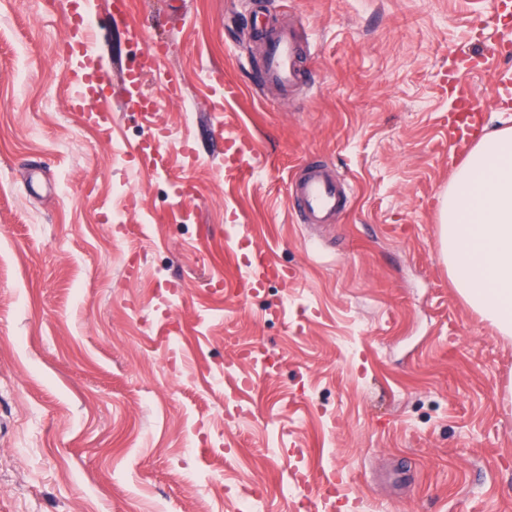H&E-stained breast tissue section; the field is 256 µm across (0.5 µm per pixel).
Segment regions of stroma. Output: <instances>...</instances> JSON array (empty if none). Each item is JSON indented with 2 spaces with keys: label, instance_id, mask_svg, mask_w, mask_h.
Here are the masks:
<instances>
[{
  "label": "stroma",
  "instance_id": "1",
  "mask_svg": "<svg viewBox=\"0 0 512 512\" xmlns=\"http://www.w3.org/2000/svg\"><path fill=\"white\" fill-rule=\"evenodd\" d=\"M83 7L108 138L71 107L69 0H0V512H238L257 487L294 512L299 476L312 512H512V338L439 244L450 68L486 56L460 83L485 130L512 123V26L480 28L485 0ZM259 25L310 48L292 94L256 83ZM160 45L156 108L128 114ZM157 127L156 168L130 148ZM240 138L252 173L228 179ZM313 154L351 203L309 230L287 187Z\"/></svg>",
  "mask_w": 512,
  "mask_h": 512
}]
</instances>
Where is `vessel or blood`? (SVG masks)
I'll return each mask as SVG.
<instances>
[{
    "label": "vessel or blood",
    "mask_w": 512,
    "mask_h": 512,
    "mask_svg": "<svg viewBox=\"0 0 512 512\" xmlns=\"http://www.w3.org/2000/svg\"><path fill=\"white\" fill-rule=\"evenodd\" d=\"M70 40L82 54H90L94 33L83 22L79 0H74L68 17ZM266 58L258 81L263 85L293 87L302 74L298 61L303 53L292 33L279 31L265 39ZM69 83L77 88V95L71 99V106L79 111L81 119L95 126L102 135L112 132V115L108 112H95L86 106L90 88L104 90L109 76L105 70L93 69L81 74L71 73ZM461 111L448 115V137L456 148V161H463L475 135L481 128L482 116L473 97L467 92H459ZM254 148L246 142H236L232 150L224 154V174L235 177L245 174ZM289 204L299 220L306 224H332L344 212L350 199L345 194L339 178L331 176L321 160L311 157L302 165V172L288 187Z\"/></svg>",
    "instance_id": "1"
}]
</instances>
